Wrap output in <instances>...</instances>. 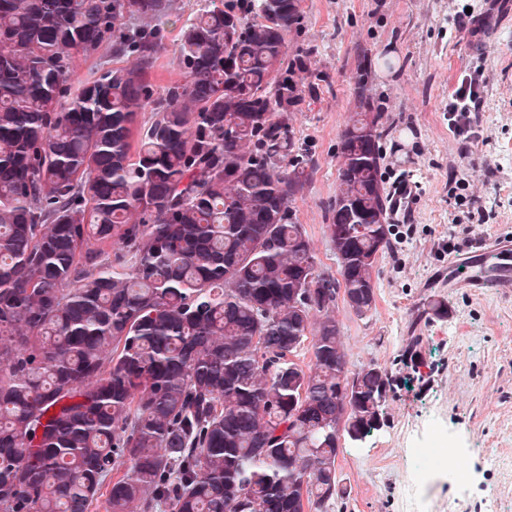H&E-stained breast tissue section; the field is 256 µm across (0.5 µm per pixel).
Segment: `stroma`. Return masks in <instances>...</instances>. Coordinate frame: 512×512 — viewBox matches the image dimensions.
Listing matches in <instances>:
<instances>
[{
    "instance_id": "35a3bbf8",
    "label": "stroma",
    "mask_w": 512,
    "mask_h": 512,
    "mask_svg": "<svg viewBox=\"0 0 512 512\" xmlns=\"http://www.w3.org/2000/svg\"><path fill=\"white\" fill-rule=\"evenodd\" d=\"M467 7L492 13L473 38L456 26ZM196 10L197 0H170L155 95L181 79L180 31ZM300 11L285 58L307 63L294 128L315 168L293 207L318 273H336L326 226L340 137L360 101L381 115L384 183L406 173L418 185L414 219L393 222V247L373 269L375 309L360 317L345 301L333 308L350 369L390 367L397 382L386 426L337 457L347 493L330 512H405L403 450L432 424L455 439L449 465L467 463L475 475L462 512H512V292L448 285L457 254L476 264L490 237H512V10L488 0H300ZM474 70L483 98L467 144L448 126V102ZM434 299L447 302V317L426 313ZM412 342L413 366L402 362Z\"/></svg>"
}]
</instances>
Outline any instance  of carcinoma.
<instances>
[{
  "label": "carcinoma",
  "mask_w": 512,
  "mask_h": 512,
  "mask_svg": "<svg viewBox=\"0 0 512 512\" xmlns=\"http://www.w3.org/2000/svg\"><path fill=\"white\" fill-rule=\"evenodd\" d=\"M167 11L0 0V512H306L385 426L395 377L349 369L329 314L375 309L391 246L378 116L341 134L322 277L292 207L295 0H199L155 98ZM109 44L134 65L62 102Z\"/></svg>",
  "instance_id": "cac0c4a2"
}]
</instances>
